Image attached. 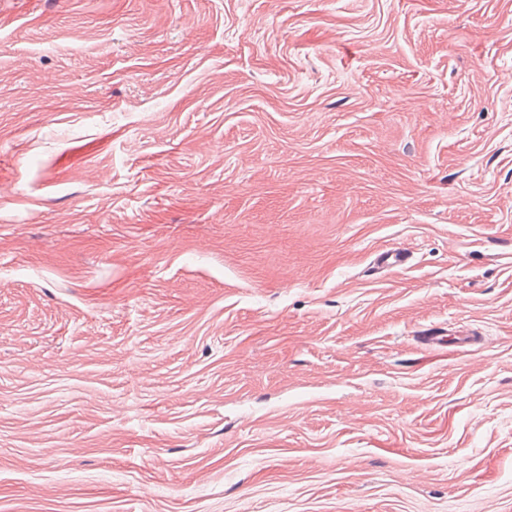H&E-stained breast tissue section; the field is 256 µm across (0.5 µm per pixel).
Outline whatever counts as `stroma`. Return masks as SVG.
<instances>
[{"mask_svg": "<svg viewBox=\"0 0 512 512\" xmlns=\"http://www.w3.org/2000/svg\"><path fill=\"white\" fill-rule=\"evenodd\" d=\"M0 512H512V0H0Z\"/></svg>", "mask_w": 512, "mask_h": 512, "instance_id": "35a3bbf8", "label": "stroma"}]
</instances>
